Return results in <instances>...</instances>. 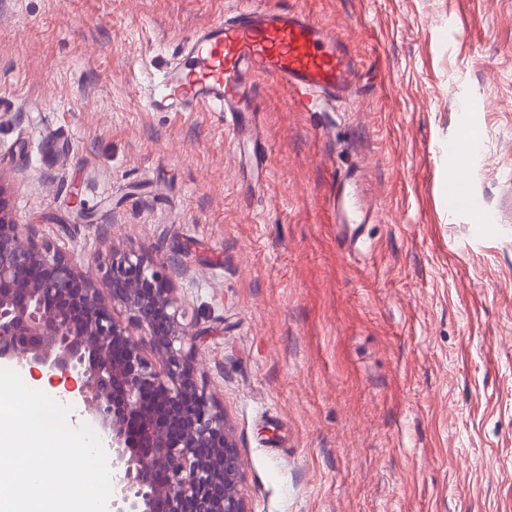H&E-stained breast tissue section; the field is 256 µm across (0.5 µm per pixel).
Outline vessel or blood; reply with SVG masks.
I'll return each mask as SVG.
<instances>
[{"label": "vessel or blood", "mask_w": 512, "mask_h": 512, "mask_svg": "<svg viewBox=\"0 0 512 512\" xmlns=\"http://www.w3.org/2000/svg\"><path fill=\"white\" fill-rule=\"evenodd\" d=\"M351 71V57L324 25L291 9L250 5L185 40L148 103L157 112H216L226 127L247 136L245 116L257 78L292 89L297 106L310 109L348 97ZM358 178L355 170L340 178L331 201L336 239L350 253L358 251L372 221L368 211L355 220L345 213V187Z\"/></svg>", "instance_id": "obj_1"}]
</instances>
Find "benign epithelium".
Segmentation results:
<instances>
[{
    "mask_svg": "<svg viewBox=\"0 0 512 512\" xmlns=\"http://www.w3.org/2000/svg\"><path fill=\"white\" fill-rule=\"evenodd\" d=\"M5 193L0 182V364L78 378L111 460V512H248L168 260L114 249L105 265L79 261L18 223ZM94 265L106 267L101 282Z\"/></svg>",
    "mask_w": 512,
    "mask_h": 512,
    "instance_id": "benign-epithelium-1",
    "label": "benign epithelium"
}]
</instances>
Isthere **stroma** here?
Returning a JSON list of instances; mask_svg holds the SVG:
<instances>
[{
	"label": "stroma",
	"instance_id": "obj_1",
	"mask_svg": "<svg viewBox=\"0 0 512 512\" xmlns=\"http://www.w3.org/2000/svg\"><path fill=\"white\" fill-rule=\"evenodd\" d=\"M248 5L304 10L355 68L333 108L257 81L260 182L212 113L148 106ZM352 167L359 255L330 210ZM0 182L74 257L173 259L249 512H512V0H0Z\"/></svg>",
	"mask_w": 512,
	"mask_h": 512
}]
</instances>
